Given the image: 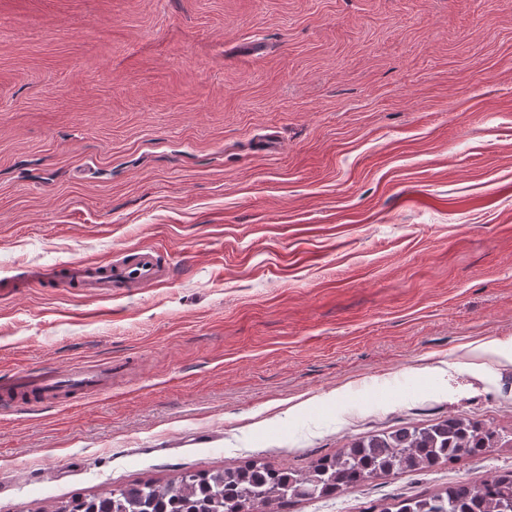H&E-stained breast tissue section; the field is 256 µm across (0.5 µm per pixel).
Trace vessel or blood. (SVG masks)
Segmentation results:
<instances>
[{
	"instance_id": "1",
	"label": "vessel or blood",
	"mask_w": 512,
	"mask_h": 512,
	"mask_svg": "<svg viewBox=\"0 0 512 512\" xmlns=\"http://www.w3.org/2000/svg\"><path fill=\"white\" fill-rule=\"evenodd\" d=\"M170 277L169 266L152 247L138 248L133 260L128 262L79 259L54 270L55 280L92 297L111 296L116 288L158 287L168 283ZM111 379L112 369L108 366H70L58 372L29 371L9 375L0 384V392L11 395L20 390L28 391V405L43 407L98 394L109 389Z\"/></svg>"
}]
</instances>
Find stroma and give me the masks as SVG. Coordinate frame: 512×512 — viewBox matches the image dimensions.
Instances as JSON below:
<instances>
[{
	"instance_id": "35a3bbf8",
	"label": "stroma",
	"mask_w": 512,
	"mask_h": 512,
	"mask_svg": "<svg viewBox=\"0 0 512 512\" xmlns=\"http://www.w3.org/2000/svg\"><path fill=\"white\" fill-rule=\"evenodd\" d=\"M158 248L161 288L0 301V512L458 415L506 442L285 512L512 468V0H0V273ZM0 393L11 395L18 390H30L35 395L28 398V406L57 405L74 397L86 398L107 390L112 379L110 366H70L58 372L27 371L22 375H9L3 382Z\"/></svg>"
}]
</instances>
